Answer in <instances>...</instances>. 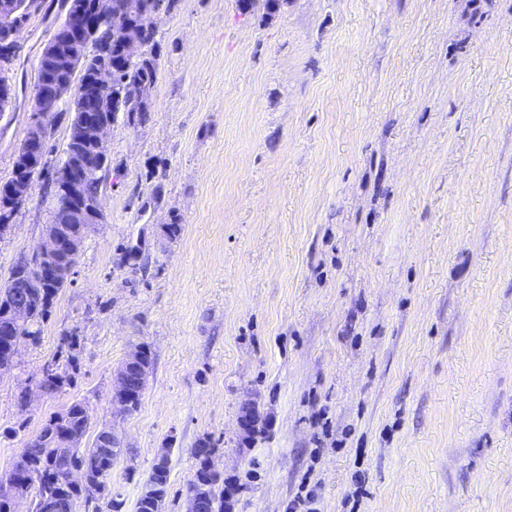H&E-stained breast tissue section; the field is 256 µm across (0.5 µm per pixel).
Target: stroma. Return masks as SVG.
Returning a JSON list of instances; mask_svg holds the SVG:
<instances>
[{
    "label": "stroma",
    "instance_id": "obj_1",
    "mask_svg": "<svg viewBox=\"0 0 512 512\" xmlns=\"http://www.w3.org/2000/svg\"><path fill=\"white\" fill-rule=\"evenodd\" d=\"M62 2L18 35L0 185ZM159 33L149 122L106 138L104 221L0 373V477L82 401L86 441L109 426L127 449L124 512L163 450V512H185L203 439L233 512L309 494L318 512H512V0H179ZM50 221L38 180L0 236V287ZM141 238L147 267L121 266ZM70 334L72 385L39 392ZM140 343L152 368L122 416ZM247 402L267 418L249 441Z\"/></svg>",
    "mask_w": 512,
    "mask_h": 512
}]
</instances>
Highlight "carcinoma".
<instances>
[{"mask_svg": "<svg viewBox=\"0 0 512 512\" xmlns=\"http://www.w3.org/2000/svg\"><path fill=\"white\" fill-rule=\"evenodd\" d=\"M159 48L157 37H152L143 63L117 68L115 85L105 94L109 102L108 111L113 114L123 113L125 123L131 127L142 126L150 118V110H139V102L141 97L152 95L157 82ZM96 62L97 57L90 47L77 70L64 74V77L70 79L80 91L87 77L94 71ZM25 277L29 284V321L18 328L15 336L0 335V342H38L41 323L50 314L58 292L69 283V274L65 270L47 280L38 269L31 268L25 272ZM13 294V280L10 279L0 289V325L9 320ZM90 419L86 403H72L64 412L51 416L18 456L13 471L32 480L37 512H70L72 503L82 499L88 504L95 500L97 494L107 498L108 512H121L124 502L113 497L108 486L114 462L127 452L116 433L110 434L107 448L102 445L100 435L97 434L89 446L75 445L66 454L57 453L64 434L71 432L81 437L86 435ZM213 452L214 449L206 440L200 441L198 447L193 449L195 473L189 488L205 494L206 512H224V478L211 465ZM72 468L86 472L87 484L72 485L61 480L63 474ZM169 475L168 453L164 451L158 455L152 467L136 501L135 512H158L160 503L148 493V489L155 488L162 495H167Z\"/></svg>", "mask_w": 512, "mask_h": 512, "instance_id": "carcinoma-1", "label": "carcinoma"}]
</instances>
